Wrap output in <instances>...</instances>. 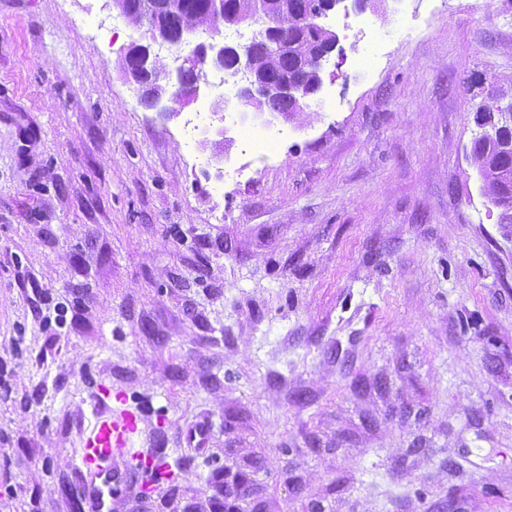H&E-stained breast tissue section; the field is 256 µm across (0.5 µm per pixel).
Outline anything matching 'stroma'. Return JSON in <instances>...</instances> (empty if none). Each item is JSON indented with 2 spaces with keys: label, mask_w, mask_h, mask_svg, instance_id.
<instances>
[{
  "label": "stroma",
  "mask_w": 512,
  "mask_h": 512,
  "mask_svg": "<svg viewBox=\"0 0 512 512\" xmlns=\"http://www.w3.org/2000/svg\"><path fill=\"white\" fill-rule=\"evenodd\" d=\"M472 4L368 0L369 75L330 16L284 116L158 112L111 0H0V512H77L101 383L175 472L112 512H512V224L470 152L512 106V0Z\"/></svg>",
  "instance_id": "35a3bbf8"
}]
</instances>
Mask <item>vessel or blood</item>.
I'll return each instance as SVG.
<instances>
[{
	"instance_id": "vessel-or-blood-1",
	"label": "vessel or blood",
	"mask_w": 512,
	"mask_h": 512,
	"mask_svg": "<svg viewBox=\"0 0 512 512\" xmlns=\"http://www.w3.org/2000/svg\"><path fill=\"white\" fill-rule=\"evenodd\" d=\"M97 420L81 441L77 476L87 489L86 512H112V499L126 492L136 479L149 483L163 480L170 464L163 453L153 451L147 460L129 452L130 434L138 415L112 406V392L100 387L94 395Z\"/></svg>"
}]
</instances>
